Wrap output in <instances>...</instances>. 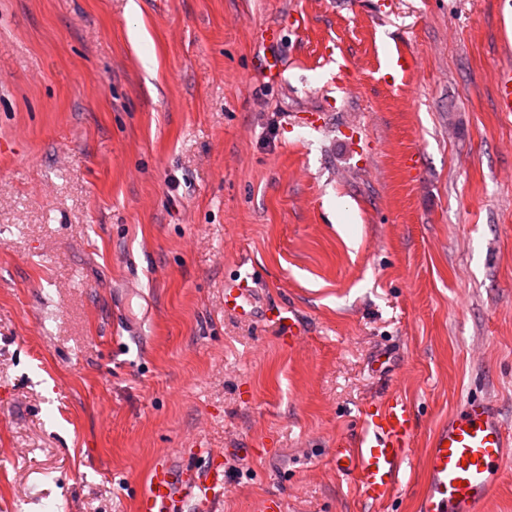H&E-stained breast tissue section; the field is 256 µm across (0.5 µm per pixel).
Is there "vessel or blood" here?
<instances>
[{
  "mask_svg": "<svg viewBox=\"0 0 512 512\" xmlns=\"http://www.w3.org/2000/svg\"><path fill=\"white\" fill-rule=\"evenodd\" d=\"M416 59L396 50L386 64V77L397 79L415 70ZM501 111L512 112V65L501 67L497 81ZM411 403L389 395L361 413L355 447L335 451L338 475L351 478L368 503L387 501L400 483L403 466L416 436ZM512 464V437L496 406L480 399L466 401L435 429L426 454L427 484L420 512H485V504ZM224 493V460L208 455L197 468L165 457L150 469L136 500V512H212Z\"/></svg>",
  "mask_w": 512,
  "mask_h": 512,
  "instance_id": "obj_1",
  "label": "vessel or blood"
}]
</instances>
